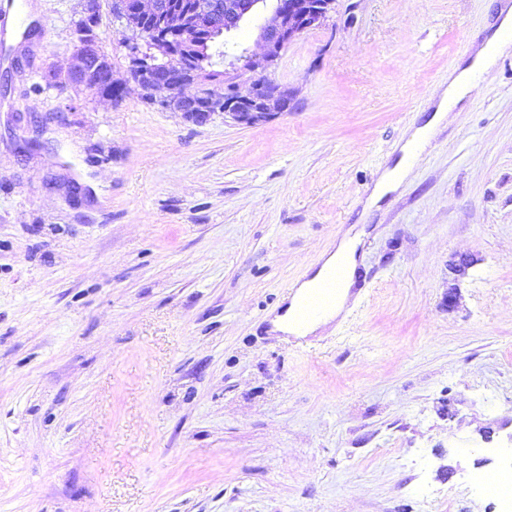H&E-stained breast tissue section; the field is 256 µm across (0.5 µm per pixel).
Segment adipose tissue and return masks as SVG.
<instances>
[{"mask_svg": "<svg viewBox=\"0 0 512 512\" xmlns=\"http://www.w3.org/2000/svg\"><path fill=\"white\" fill-rule=\"evenodd\" d=\"M491 45L495 46L498 54L501 55L512 51V44L500 40L498 33L494 32L486 38L484 47L479 48L473 57L453 69L448 77V87L442 95L438 108L423 125L415 128L410 139L402 146V158H399L392 168L381 174L372 193L364 203L365 210L378 208L388 194L400 187L411 170V164L407 160L408 155L417 150H424L436 127L444 120L447 110L478 94L479 85L475 73L489 66L491 58L487 53V48ZM362 238L363 234L359 231L344 237L337 244L335 250L324 254L320 266L303 281L302 286L307 289L313 287L325 273L336 265L342 263L347 267L343 287L336 298L335 305L308 322L301 330L302 335H316L323 326L331 323L345 311L349 301V290L356 283L358 247L362 243Z\"/></svg>", "mask_w": 512, "mask_h": 512, "instance_id": "adipose-tissue-1", "label": "adipose tissue"}]
</instances>
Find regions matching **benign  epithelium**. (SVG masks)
Returning a JSON list of instances; mask_svg holds the SVG:
<instances>
[{
	"instance_id": "benign-epithelium-1",
	"label": "benign epithelium",
	"mask_w": 512,
	"mask_h": 512,
	"mask_svg": "<svg viewBox=\"0 0 512 512\" xmlns=\"http://www.w3.org/2000/svg\"><path fill=\"white\" fill-rule=\"evenodd\" d=\"M335 0H196L192 20L167 12L166 0H137L132 10H127L123 0H115L112 9L115 21L123 28V46L129 66L125 87L135 84L141 91L143 80L151 78L162 69L170 71L167 83L163 84L156 105L164 110L179 107L185 110L188 120L201 122L200 113L193 111L199 94L188 95L185 89L192 85L174 44L143 25L147 19H160L167 28L192 27L207 21L215 35H230L245 22L259 16L261 10L269 8L271 19L258 27L259 41L263 52L259 55L247 53L241 62H230L224 66V92L212 99L213 108L224 113L238 125L253 126L288 109L291 94L282 85L270 79L267 72L276 65L281 53L301 32L322 26L333 10ZM100 54L99 35L94 32L89 40L75 48L66 75L69 83L98 93L100 78L88 70L89 59Z\"/></svg>"
}]
</instances>
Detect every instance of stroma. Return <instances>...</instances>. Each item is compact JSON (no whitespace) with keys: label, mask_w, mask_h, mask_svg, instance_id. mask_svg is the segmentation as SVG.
I'll use <instances>...</instances> for the list:
<instances>
[{"label":"stroma","mask_w":512,"mask_h":512,"mask_svg":"<svg viewBox=\"0 0 512 512\" xmlns=\"http://www.w3.org/2000/svg\"><path fill=\"white\" fill-rule=\"evenodd\" d=\"M505 2L336 0L268 72L288 111L246 127L44 87L82 0H21L0 512H499L474 477L512 466V70L363 204ZM360 228L356 301L289 345V284Z\"/></svg>","instance_id":"obj_1"}]
</instances>
